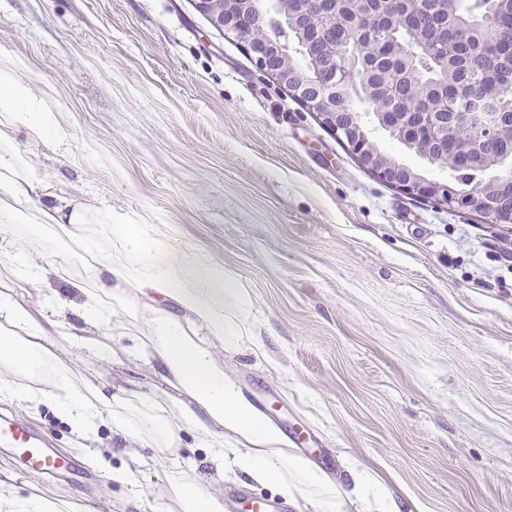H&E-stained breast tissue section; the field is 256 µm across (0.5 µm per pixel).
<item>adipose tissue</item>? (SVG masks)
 <instances>
[{"label": "adipose tissue", "mask_w": 512, "mask_h": 512, "mask_svg": "<svg viewBox=\"0 0 512 512\" xmlns=\"http://www.w3.org/2000/svg\"><path fill=\"white\" fill-rule=\"evenodd\" d=\"M19 127L35 143L63 137L46 102L19 79L10 62L1 61L0 258L9 261L15 284L0 291V397L52 404L84 441L94 440L104 422L124 440L150 448L179 447L186 429L196 432L203 448L223 447L225 437L236 436L251 447L234 459L251 479L275 487L289 499H310L317 512H340L336 483L304 458L282 450L279 435L238 395L217 362L210 340L237 338V319L247 313L248 297L230 287L225 274L205 258L148 235L111 210L56 197L48 178L36 172L20 151L14 137ZM19 224L31 227L27 241L16 235ZM78 224L110 225L122 247L115 255L96 239L84 243L93 277L82 287L86 300L81 330L56 318L52 300H45L44 310L35 314L26 297L27 286L40 272L34 255L61 266L66 263L62 254L47 248L45 231L61 238ZM119 303L129 312L144 313V339L164 380L189 395L196 409L109 397L87 380L69 382L60 375L42 379L45 366H62L52 337L97 354H113V319ZM173 303L178 312L170 311ZM201 326L209 338L199 337ZM22 377L27 380L23 386L18 383ZM165 477L183 512H224L221 499L184 471L172 469ZM14 481L12 472L0 470V512H58L51 498L19 495Z\"/></svg>", "instance_id": "1"}]
</instances>
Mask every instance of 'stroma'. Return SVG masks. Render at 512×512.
<instances>
[{"label":"stroma","instance_id":"stroma-1","mask_svg":"<svg viewBox=\"0 0 512 512\" xmlns=\"http://www.w3.org/2000/svg\"><path fill=\"white\" fill-rule=\"evenodd\" d=\"M0 59L43 98L63 144L17 143L60 194L206 257L250 308L232 344L214 341L242 397L276 402L273 427L303 425L304 457L340 483L342 512H377L352 472L392 490L403 512H512V224L409 195L363 167L345 140L215 30L192 0H0ZM379 148L452 182L383 130ZM113 247L105 224L74 228L69 264L45 266L31 300L59 298L73 324L81 241ZM116 358L59 342L73 379L164 403L190 397L149 354H129L141 318L119 311ZM99 484L85 489L26 470L0 447L21 494L60 512H182L165 480L178 463L206 491L277 498L191 431L159 454L129 448L110 424L83 444L46 405L0 402ZM129 469L136 487L107 479Z\"/></svg>","mask_w":512,"mask_h":512}]
</instances>
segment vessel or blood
Wrapping results in <instances>:
<instances>
[{"label": "vessel or blood", "instance_id": "obj_1", "mask_svg": "<svg viewBox=\"0 0 512 512\" xmlns=\"http://www.w3.org/2000/svg\"><path fill=\"white\" fill-rule=\"evenodd\" d=\"M0 446L13 450L25 460L28 470L62 476L85 486L93 482L78 459L50 453L34 431L17 420L0 419Z\"/></svg>", "mask_w": 512, "mask_h": 512}]
</instances>
